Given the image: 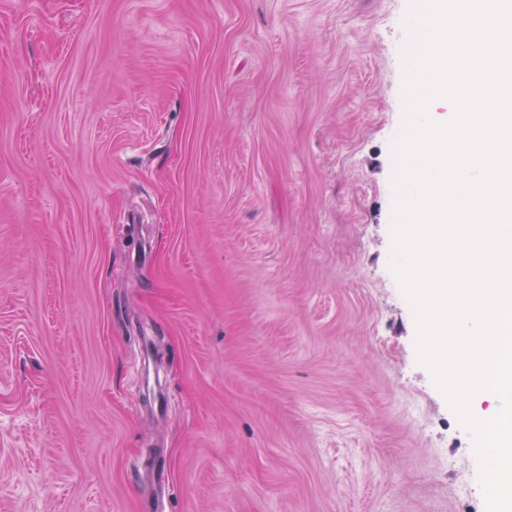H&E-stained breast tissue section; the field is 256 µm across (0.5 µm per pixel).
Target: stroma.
Instances as JSON below:
<instances>
[{
  "label": "stroma",
  "mask_w": 512,
  "mask_h": 512,
  "mask_svg": "<svg viewBox=\"0 0 512 512\" xmlns=\"http://www.w3.org/2000/svg\"><path fill=\"white\" fill-rule=\"evenodd\" d=\"M417 0H0V512H485L392 270Z\"/></svg>",
  "instance_id": "1"
}]
</instances>
